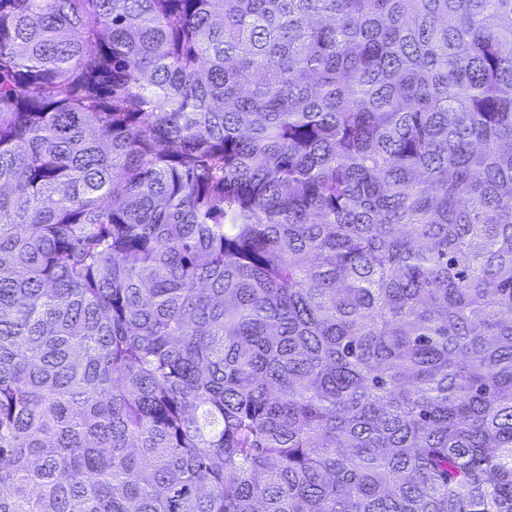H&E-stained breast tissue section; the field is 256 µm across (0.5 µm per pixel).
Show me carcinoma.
<instances>
[{
    "mask_svg": "<svg viewBox=\"0 0 512 512\" xmlns=\"http://www.w3.org/2000/svg\"><path fill=\"white\" fill-rule=\"evenodd\" d=\"M0 512H512V0H0Z\"/></svg>",
    "mask_w": 512,
    "mask_h": 512,
    "instance_id": "carcinoma-1",
    "label": "carcinoma"
}]
</instances>
